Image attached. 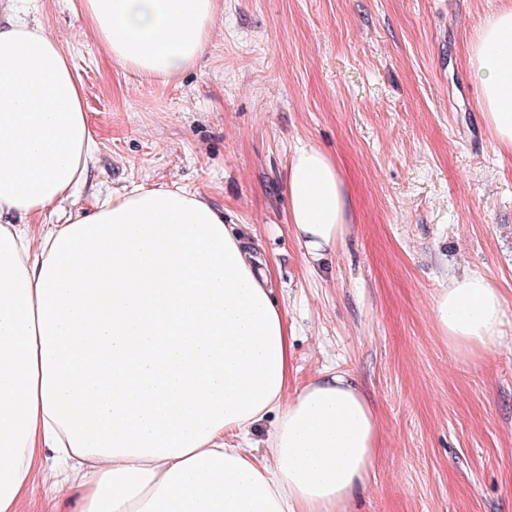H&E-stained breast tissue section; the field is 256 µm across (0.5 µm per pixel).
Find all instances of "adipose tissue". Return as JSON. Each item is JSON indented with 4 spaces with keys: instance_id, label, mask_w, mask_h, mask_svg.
<instances>
[{
    "instance_id": "adipose-tissue-1",
    "label": "adipose tissue",
    "mask_w": 512,
    "mask_h": 512,
    "mask_svg": "<svg viewBox=\"0 0 512 512\" xmlns=\"http://www.w3.org/2000/svg\"><path fill=\"white\" fill-rule=\"evenodd\" d=\"M218 0H82L112 58L178 79ZM496 141L512 148V0L471 49ZM98 144L59 41L0 23V512L44 496L60 512H346L378 425L346 374L288 392V323L253 240L198 194L140 184L36 231L22 218L68 198ZM290 228L309 260L342 242L348 184L322 149L287 165ZM504 299L482 273L433 303L462 359L501 336ZM274 417L268 452L250 435ZM52 481L37 471L44 453Z\"/></svg>"
}]
</instances>
